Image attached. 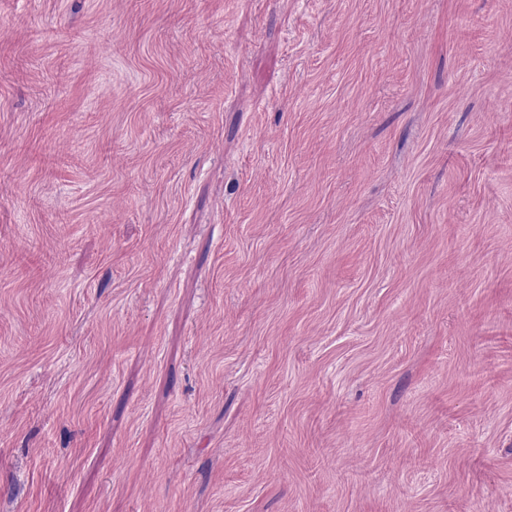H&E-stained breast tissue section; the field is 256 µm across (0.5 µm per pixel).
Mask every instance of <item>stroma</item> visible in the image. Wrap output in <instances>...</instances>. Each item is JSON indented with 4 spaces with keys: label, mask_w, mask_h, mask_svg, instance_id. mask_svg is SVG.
Here are the masks:
<instances>
[{
    "label": "stroma",
    "mask_w": 512,
    "mask_h": 512,
    "mask_svg": "<svg viewBox=\"0 0 512 512\" xmlns=\"http://www.w3.org/2000/svg\"><path fill=\"white\" fill-rule=\"evenodd\" d=\"M0 512H512V0H0Z\"/></svg>",
    "instance_id": "1"
}]
</instances>
